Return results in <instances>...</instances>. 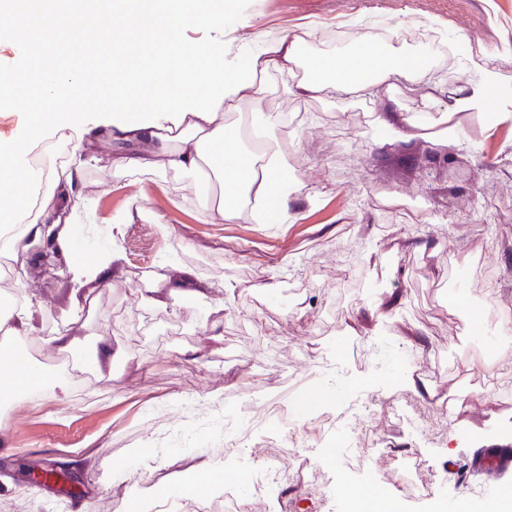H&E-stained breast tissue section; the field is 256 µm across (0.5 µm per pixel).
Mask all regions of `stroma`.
Returning a JSON list of instances; mask_svg holds the SVG:
<instances>
[{
  "label": "stroma",
  "mask_w": 512,
  "mask_h": 512,
  "mask_svg": "<svg viewBox=\"0 0 512 512\" xmlns=\"http://www.w3.org/2000/svg\"><path fill=\"white\" fill-rule=\"evenodd\" d=\"M217 9L225 40L240 46L254 47L259 34L300 36L308 53L334 55L381 38L422 54L437 46L450 64L425 84L388 81L333 99L295 95V78L268 75L225 123L283 154L300 189L288 224L220 216L199 183L170 170L87 165L79 204L95 228L80 224L76 247L56 253L57 274L32 254L21 265L41 333L17 346L46 382L0 401V512H51L60 498L67 512H121L122 476L157 485L140 512H185L190 476L203 500L220 504L226 473L263 462L226 457V436L251 427L258 443L275 438L259 422L262 408L292 384L309 409L295 428L311 462L305 482L273 486L260 501L251 483L239 484L241 512H340L319 485L357 486L363 474L328 463L311 419L355 408L373 416L380 443L366 472L385 487L399 462L418 457L444 503L475 489L478 512H494L512 474L472 464L481 449L512 447V332L501 319L512 313V121L492 127L471 113L446 144L392 139L376 117L431 123L438 114L424 101L475 82L469 60L483 55L500 76L486 92L492 110L512 111V0H230ZM10 32L0 25V80L16 79L17 93L0 103V146L46 172L74 150L36 123V58L87 60L66 37L34 55ZM270 112L282 126L263 125ZM131 205L138 215L113 226ZM114 244L123 276L75 302L66 267ZM177 279L166 304L146 298ZM221 305L215 338L210 313ZM56 329L77 342L67 370L50 365ZM96 344L116 353L111 375L78 366ZM440 393L459 397L452 413L436 409ZM396 402L421 412L426 436L391 416ZM33 459L67 467L70 482L21 487V465Z\"/></svg>",
  "instance_id": "1"
}]
</instances>
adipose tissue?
Masks as SVG:
<instances>
[{
  "label": "adipose tissue",
  "instance_id": "ef3b65f1",
  "mask_svg": "<svg viewBox=\"0 0 512 512\" xmlns=\"http://www.w3.org/2000/svg\"><path fill=\"white\" fill-rule=\"evenodd\" d=\"M159 8L145 13L129 7L126 25L113 20L111 0H97L93 14L83 8L58 10L57 0H11L14 38L40 45L60 32L82 41L85 55L120 47L129 63L119 69L97 67L69 69L41 59L42 78L38 104L53 108L52 125L69 130L65 116L93 109L111 115L114 140L140 146L138 157L124 161L128 167L170 169L189 176L207 174L224 185V198L235 211L247 213L256 223H267L275 213L280 224L291 221L295 193L288 181L283 156L272 149L259 153L257 163L236 168L248 157L236 133L224 123L226 115L240 112L251 93L269 72L284 75L303 68L297 83L301 94L334 97L360 94L377 83L410 80L422 75L416 53L404 46L382 47L362 43L341 57H304L300 37L271 38L244 63L229 58L224 48V27L211 9L212 0H159ZM205 24L207 39L188 43L184 33L193 24ZM488 100L482 87L453 96L432 131L433 139L454 141L455 115L481 112ZM83 164L70 169L53 193L33 198L35 179L21 165L0 167V225H21L33 242L51 240L69 251L71 219L81 195ZM123 257L114 249L100 252L93 261H77L68 268L81 290L98 282L109 285L121 276Z\"/></svg>",
  "mask_w": 512,
  "mask_h": 512
}]
</instances>
